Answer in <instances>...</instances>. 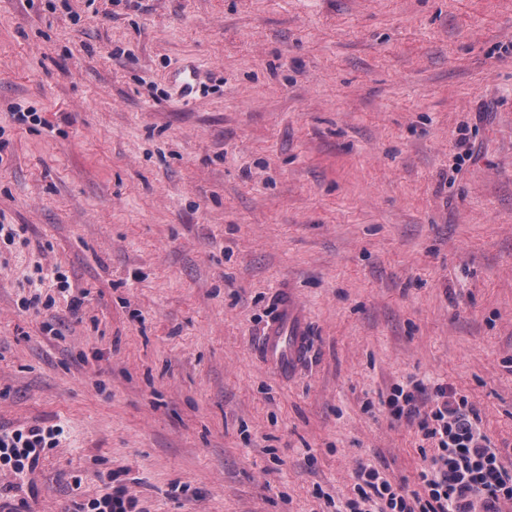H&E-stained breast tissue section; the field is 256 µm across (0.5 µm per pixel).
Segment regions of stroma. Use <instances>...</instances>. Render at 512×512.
Segmentation results:
<instances>
[{"label": "stroma", "mask_w": 512, "mask_h": 512, "mask_svg": "<svg viewBox=\"0 0 512 512\" xmlns=\"http://www.w3.org/2000/svg\"><path fill=\"white\" fill-rule=\"evenodd\" d=\"M1 222L0 429H63L0 469L17 512L415 490L414 374L512 470V0H0ZM306 344V321L286 294L258 343V354L265 364L288 374L303 357ZM135 503L128 498L122 491L117 490L114 493H106L99 498H93L87 501L80 508L81 512H133Z\"/></svg>", "instance_id": "1"}]
</instances>
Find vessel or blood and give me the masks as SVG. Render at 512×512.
Here are the masks:
<instances>
[{"label":"vessel or blood","mask_w":512,"mask_h":512,"mask_svg":"<svg viewBox=\"0 0 512 512\" xmlns=\"http://www.w3.org/2000/svg\"><path fill=\"white\" fill-rule=\"evenodd\" d=\"M306 344L307 329L302 312L291 298H282L258 343L260 358L285 374L299 363Z\"/></svg>","instance_id":"vessel-or-blood-1"}]
</instances>
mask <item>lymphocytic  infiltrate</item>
Masks as SVG:
<instances>
[{"label":"lymphocytic infiltrate","instance_id":"f902f5d3","mask_svg":"<svg viewBox=\"0 0 512 512\" xmlns=\"http://www.w3.org/2000/svg\"><path fill=\"white\" fill-rule=\"evenodd\" d=\"M425 392L433 407L424 414L417 401ZM386 405L394 419L416 421L424 437L436 441L432 465L420 472L419 490L409 491L371 463L358 462L357 496L343 512H369L375 500L384 512H499L500 503L512 501V471L478 433L477 413L464 397L444 384L429 390L411 380L396 385ZM54 435V429L40 426L0 432V467L17 472L37 467L44 449L53 447Z\"/></svg>","mask_w":512,"mask_h":512}]
</instances>
